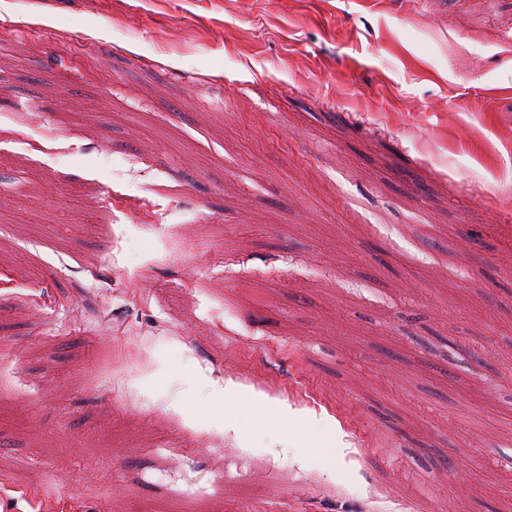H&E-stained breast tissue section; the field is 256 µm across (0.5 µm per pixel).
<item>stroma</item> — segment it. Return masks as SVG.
<instances>
[{
	"mask_svg": "<svg viewBox=\"0 0 512 512\" xmlns=\"http://www.w3.org/2000/svg\"><path fill=\"white\" fill-rule=\"evenodd\" d=\"M7 3L0 512H512V17Z\"/></svg>",
	"mask_w": 512,
	"mask_h": 512,
	"instance_id": "stroma-1",
	"label": "stroma"
}]
</instances>
